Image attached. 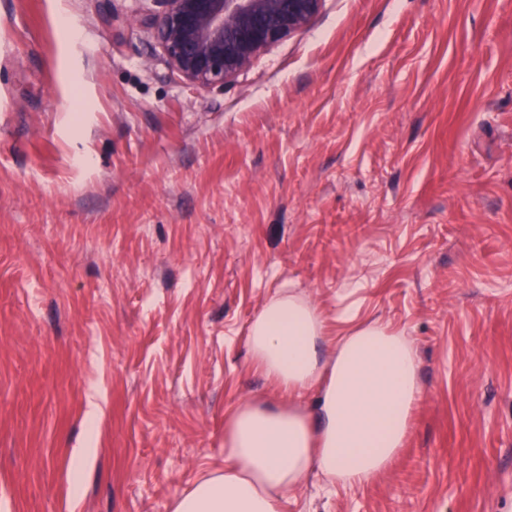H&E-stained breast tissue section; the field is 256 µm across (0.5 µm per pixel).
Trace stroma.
Wrapping results in <instances>:
<instances>
[{
    "label": "stroma",
    "instance_id": "1",
    "mask_svg": "<svg viewBox=\"0 0 512 512\" xmlns=\"http://www.w3.org/2000/svg\"><path fill=\"white\" fill-rule=\"evenodd\" d=\"M156 10L0 0V512H172L227 409L313 398L251 363L283 292L407 336L420 394L281 512H512V0H324L222 88Z\"/></svg>",
    "mask_w": 512,
    "mask_h": 512
}]
</instances>
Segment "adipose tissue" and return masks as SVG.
Returning a JSON list of instances; mask_svg holds the SVG:
<instances>
[{"label": "adipose tissue", "instance_id": "ef3b65f1", "mask_svg": "<svg viewBox=\"0 0 512 512\" xmlns=\"http://www.w3.org/2000/svg\"><path fill=\"white\" fill-rule=\"evenodd\" d=\"M322 321L306 300L277 295L250 326L252 361L285 390L314 389L311 407L242 401L224 420L222 473L172 512H280L311 472L367 483L396 459L419 393L418 357L402 334L362 323L320 358Z\"/></svg>", "mask_w": 512, "mask_h": 512}]
</instances>
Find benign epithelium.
Returning a JSON list of instances; mask_svg holds the SVG:
<instances>
[{"instance_id":"obj_1","label":"benign epithelium","mask_w":512,"mask_h":512,"mask_svg":"<svg viewBox=\"0 0 512 512\" xmlns=\"http://www.w3.org/2000/svg\"><path fill=\"white\" fill-rule=\"evenodd\" d=\"M156 38L171 68L200 87L223 86L265 49L306 27L324 0H155Z\"/></svg>"}]
</instances>
